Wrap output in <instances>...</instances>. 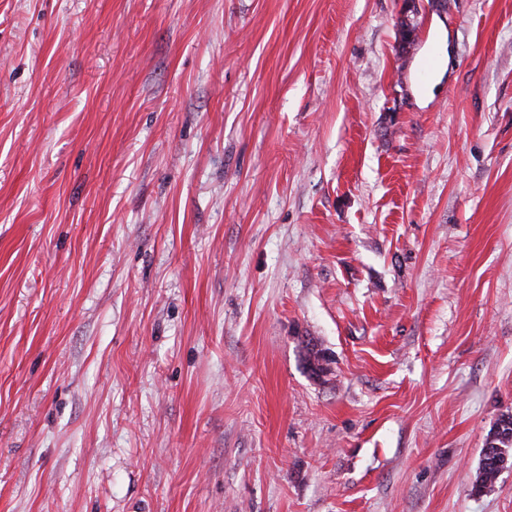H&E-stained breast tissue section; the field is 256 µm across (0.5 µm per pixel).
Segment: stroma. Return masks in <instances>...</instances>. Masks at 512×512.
Masks as SVG:
<instances>
[{
	"label": "stroma",
	"mask_w": 512,
	"mask_h": 512,
	"mask_svg": "<svg viewBox=\"0 0 512 512\" xmlns=\"http://www.w3.org/2000/svg\"><path fill=\"white\" fill-rule=\"evenodd\" d=\"M511 412L512 0H0V512H512ZM486 452L490 453L488 448H494L495 453L499 458L497 466L491 461V457L487 454L483 455L484 448L482 451V457L480 461L479 471L475 484L474 490L478 493L487 492L491 490L496 484L500 471L503 472L507 469L508 461L509 465L512 460V413L504 414L498 420L496 426L490 432L486 439L485 446ZM507 457V458H504ZM500 471H499V469Z\"/></svg>",
	"instance_id": "35a3bbf8"
}]
</instances>
